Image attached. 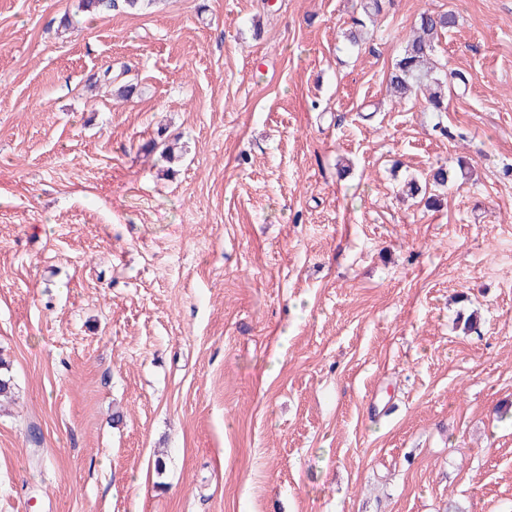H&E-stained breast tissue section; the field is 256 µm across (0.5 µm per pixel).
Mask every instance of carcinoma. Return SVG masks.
Wrapping results in <instances>:
<instances>
[{
  "mask_svg": "<svg viewBox=\"0 0 512 512\" xmlns=\"http://www.w3.org/2000/svg\"><path fill=\"white\" fill-rule=\"evenodd\" d=\"M150 2L152 0H80L79 9L86 14L107 15L120 5L136 12ZM456 24L457 17L452 11H425L420 14L417 26L406 40L400 59L389 77L394 97L402 99L424 91L427 93L426 109L430 112H444L447 110L444 86L453 82L463 87L468 86L470 78L460 71L439 78L437 67L431 62L435 41Z\"/></svg>",
  "mask_w": 512,
  "mask_h": 512,
  "instance_id": "cac0c4a2",
  "label": "carcinoma"
}]
</instances>
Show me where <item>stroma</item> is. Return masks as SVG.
<instances>
[{"label": "stroma", "instance_id": "1", "mask_svg": "<svg viewBox=\"0 0 512 512\" xmlns=\"http://www.w3.org/2000/svg\"><path fill=\"white\" fill-rule=\"evenodd\" d=\"M78 5L0 0V512H512V0ZM457 24L452 11L435 13L424 11L420 14L417 26L406 40L400 59L389 77L393 96L398 99L425 91L426 109L430 112L447 110L444 86L457 82L466 90L471 78L461 71L445 74V81L436 74L437 67L431 62L435 41L441 34L453 29Z\"/></svg>", "mask_w": 512, "mask_h": 512}]
</instances>
